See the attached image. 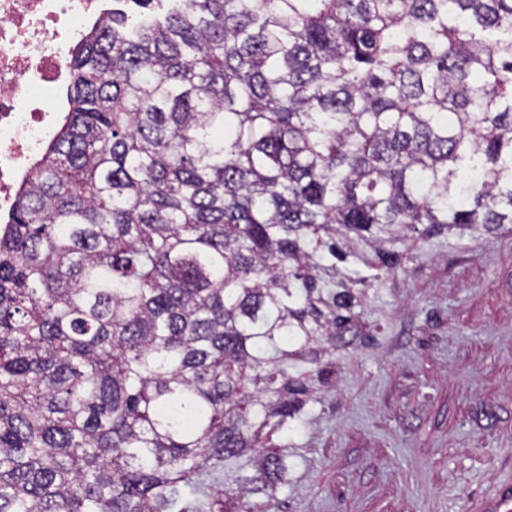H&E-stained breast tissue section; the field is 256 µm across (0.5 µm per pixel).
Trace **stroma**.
Listing matches in <instances>:
<instances>
[{
  "label": "stroma",
  "mask_w": 512,
  "mask_h": 512,
  "mask_svg": "<svg viewBox=\"0 0 512 512\" xmlns=\"http://www.w3.org/2000/svg\"><path fill=\"white\" fill-rule=\"evenodd\" d=\"M272 512H473L512 472V231L410 245Z\"/></svg>",
  "instance_id": "stroma-1"
}]
</instances>
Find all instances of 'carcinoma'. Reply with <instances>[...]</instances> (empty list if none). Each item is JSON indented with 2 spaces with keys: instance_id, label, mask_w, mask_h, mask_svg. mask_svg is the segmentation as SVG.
<instances>
[{
  "instance_id": "1",
  "label": "carcinoma",
  "mask_w": 512,
  "mask_h": 512,
  "mask_svg": "<svg viewBox=\"0 0 512 512\" xmlns=\"http://www.w3.org/2000/svg\"><path fill=\"white\" fill-rule=\"evenodd\" d=\"M0 224V512H269L406 240L512 224V0H128Z\"/></svg>"
}]
</instances>
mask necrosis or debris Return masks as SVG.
Masks as SVG:
<instances>
[{
  "label": "necrosis or debris",
  "mask_w": 512,
  "mask_h": 512,
  "mask_svg": "<svg viewBox=\"0 0 512 512\" xmlns=\"http://www.w3.org/2000/svg\"><path fill=\"white\" fill-rule=\"evenodd\" d=\"M108 0H0V214L55 138L68 61Z\"/></svg>",
  "instance_id": "1"
}]
</instances>
